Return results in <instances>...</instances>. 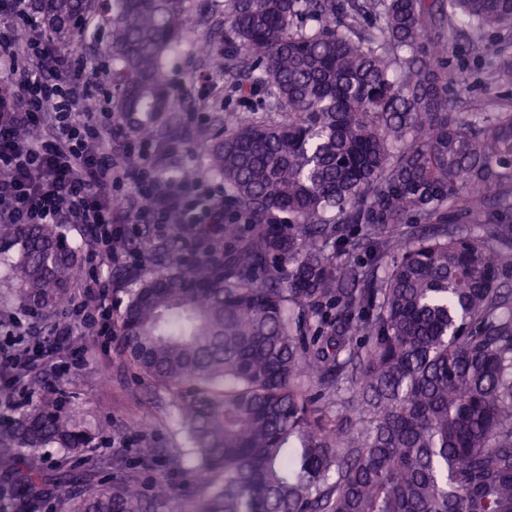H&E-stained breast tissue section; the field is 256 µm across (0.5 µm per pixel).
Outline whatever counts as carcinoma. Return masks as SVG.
Returning a JSON list of instances; mask_svg holds the SVG:
<instances>
[{
    "instance_id": "1",
    "label": "carcinoma",
    "mask_w": 512,
    "mask_h": 512,
    "mask_svg": "<svg viewBox=\"0 0 512 512\" xmlns=\"http://www.w3.org/2000/svg\"><path fill=\"white\" fill-rule=\"evenodd\" d=\"M92 2L37 9L71 39ZM102 2L118 112L155 142L187 0ZM378 10L387 44L366 48L352 21ZM202 15L207 67L282 111L214 117L197 131L205 169L184 173L224 180L253 234L192 262L175 239L121 241L158 272H128L118 333L172 391L203 512H512V111L458 118L423 59L448 54L423 42L427 20L466 26L479 53L489 31L512 35V0H229ZM490 79L512 85V58ZM461 209L477 232L448 221ZM11 242L20 298L59 307L78 246L55 224H0ZM361 253L370 263L350 261ZM95 439L57 390L15 419L0 471L17 448H60L65 465ZM60 496L68 512L148 509L131 482Z\"/></svg>"
}]
</instances>
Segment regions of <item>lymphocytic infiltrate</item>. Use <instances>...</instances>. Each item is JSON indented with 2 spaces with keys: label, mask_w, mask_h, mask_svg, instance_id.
Segmentation results:
<instances>
[{
  "label": "lymphocytic infiltrate",
  "mask_w": 512,
  "mask_h": 512,
  "mask_svg": "<svg viewBox=\"0 0 512 512\" xmlns=\"http://www.w3.org/2000/svg\"><path fill=\"white\" fill-rule=\"evenodd\" d=\"M4 7L28 33L0 29V83L8 82L16 68L24 70L14 101L0 104V223L83 225L90 237V262L107 270L137 264V257L117 243L135 236L142 224L162 230L174 224L220 243L224 206L216 202L209 182L177 185L143 141L113 153L101 126L90 111L78 109L73 95L77 85H98V76L49 48L26 0H6ZM100 184L106 192H97ZM79 294L56 323V335H72L78 327L106 335L112 308L96 278L83 277ZM84 363L82 352L63 357L58 345L38 335L19 349H0V381L13 390L0 399V408L18 409L15 396L28 394L31 373H63Z\"/></svg>",
  "instance_id": "lymphocytic-infiltrate-1"
}]
</instances>
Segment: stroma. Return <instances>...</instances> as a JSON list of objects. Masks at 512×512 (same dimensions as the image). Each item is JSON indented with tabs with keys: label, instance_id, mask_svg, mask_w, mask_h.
<instances>
[{
	"label": "stroma",
	"instance_id": "1",
	"mask_svg": "<svg viewBox=\"0 0 512 512\" xmlns=\"http://www.w3.org/2000/svg\"><path fill=\"white\" fill-rule=\"evenodd\" d=\"M97 27V22H90L78 44L56 40L51 47L62 58L82 59L89 73L106 71L109 68L107 46L97 35ZM206 31L205 25L191 21L183 41L165 60L167 77L177 98L172 115L161 116L158 123L167 131L169 144L179 148L169 161L177 172L204 166L206 154L194 139V132L224 108L236 104L223 77L208 75L207 84L199 82L205 67L194 45ZM429 32L448 45V55L439 63V71L466 78L464 87L453 94L454 110L459 118L467 120L476 112L512 109V86H498L488 78L493 64L502 57L512 56V38L489 33L484 52L474 54L468 49L465 32L449 26L447 21L430 23ZM74 95L79 105L97 106L95 118L101 121L104 136L110 139L113 150H120L133 137L132 125L121 120L115 111L111 82H104L89 95L82 88H75ZM39 326V320L30 316L17 296L15 284L6 278L5 268L0 265V339L20 336ZM65 347L88 350L83 367L61 375L60 382L81 418L95 429L97 438L93 447L85 449L81 458L70 461L63 470L58 467L63 455L61 449H21L19 472H26L32 466L40 471V512H65L58 492V482L64 474L77 488L87 490L124 481L131 474L147 498L152 495L156 478L163 477L174 487L175 495L163 506L153 507L152 512H192L205 490L197 483L192 458H182L176 464L170 457L172 449L186 447L187 441L169 391L127 359L118 334L90 336L78 329L67 338ZM147 445L158 450L148 463L139 454L140 448Z\"/></svg>",
	"mask_w": 512,
	"mask_h": 512
}]
</instances>
